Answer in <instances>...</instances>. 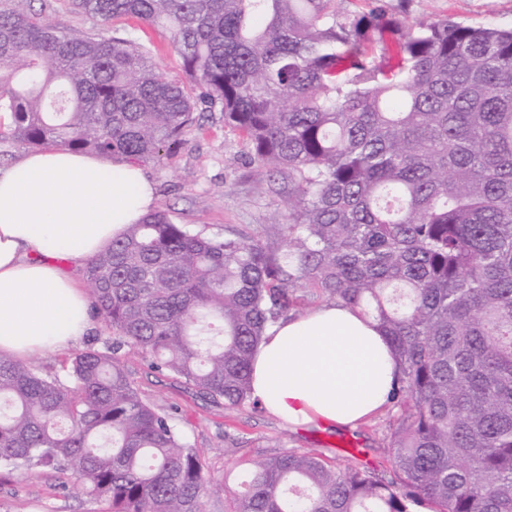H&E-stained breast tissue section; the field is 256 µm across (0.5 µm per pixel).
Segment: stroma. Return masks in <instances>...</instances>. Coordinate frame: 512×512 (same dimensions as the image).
I'll list each match as a JSON object with an SVG mask.
<instances>
[{
	"mask_svg": "<svg viewBox=\"0 0 512 512\" xmlns=\"http://www.w3.org/2000/svg\"><path fill=\"white\" fill-rule=\"evenodd\" d=\"M32 6L71 33L97 30L108 36L113 31L112 25L76 10L71 0H33ZM407 15L412 20L448 16L475 26L510 27L512 0H409ZM139 36L151 46L159 72L172 80H184L168 33L147 28ZM143 169L155 184L156 209L167 211L178 223L205 227L213 233L235 229L256 235L281 229L284 222V181H265L246 140L225 127L221 113H201L170 155L144 163ZM108 336L100 318L92 317L89 330L79 341L36 354L28 363L42 373L62 376V359L90 346L102 347ZM126 365L145 398L170 409L179 433L205 452L209 488L204 512H224L226 492L238 489L241 480L233 471L238 459L260 460L284 447L317 448L327 459L342 461L346 458L343 442L353 441L367 450L362 463L384 478L395 476L389 451L382 444L387 413H379L353 430L310 432L291 428L263 409L247 406L226 411L223 404L202 398L170 375L150 370L140 354H129ZM100 510V504L77 489L65 474L26 468L0 470V512Z\"/></svg>",
	"mask_w": 512,
	"mask_h": 512,
	"instance_id": "stroma-1",
	"label": "stroma"
}]
</instances>
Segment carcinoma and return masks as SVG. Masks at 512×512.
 I'll return each mask as SVG.
<instances>
[{
  "instance_id": "obj_1",
  "label": "carcinoma",
  "mask_w": 512,
  "mask_h": 512,
  "mask_svg": "<svg viewBox=\"0 0 512 512\" xmlns=\"http://www.w3.org/2000/svg\"><path fill=\"white\" fill-rule=\"evenodd\" d=\"M347 2L72 0L168 30L186 83L133 31L76 37L32 0L0 5L19 145L159 160L202 104L288 174L274 241L154 211L86 261L112 345L74 353L66 384L0 355L1 468L66 473L107 512H203L204 459L125 359L254 405L255 349L307 289L391 341L396 478L285 448L249 463L224 512H512V26Z\"/></svg>"
}]
</instances>
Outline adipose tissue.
<instances>
[{"label": "adipose tissue", "instance_id": "adipose-tissue-1", "mask_svg": "<svg viewBox=\"0 0 512 512\" xmlns=\"http://www.w3.org/2000/svg\"><path fill=\"white\" fill-rule=\"evenodd\" d=\"M154 204L139 164L60 147L0 172V352L23 360L84 336L90 300L63 260L85 263ZM397 372L377 323L331 303L267 330L252 396L288 425L348 429L386 406Z\"/></svg>", "mask_w": 512, "mask_h": 512}]
</instances>
